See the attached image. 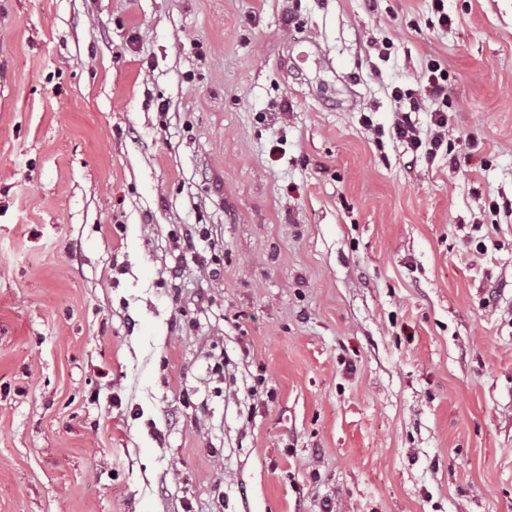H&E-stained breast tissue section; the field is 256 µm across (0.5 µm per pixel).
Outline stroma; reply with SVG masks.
I'll use <instances>...</instances> for the list:
<instances>
[{"label":"stroma","instance_id":"obj_1","mask_svg":"<svg viewBox=\"0 0 512 512\" xmlns=\"http://www.w3.org/2000/svg\"><path fill=\"white\" fill-rule=\"evenodd\" d=\"M444 10L0 0V512H512V0ZM448 111L437 108L434 110L433 119L436 128V134L429 143L423 142L419 139L413 129L412 121L407 113L398 117L391 126V133L395 139L409 141L416 149L425 148L427 151H434L437 147L441 146L439 134L441 130L448 125Z\"/></svg>","mask_w":512,"mask_h":512}]
</instances>
